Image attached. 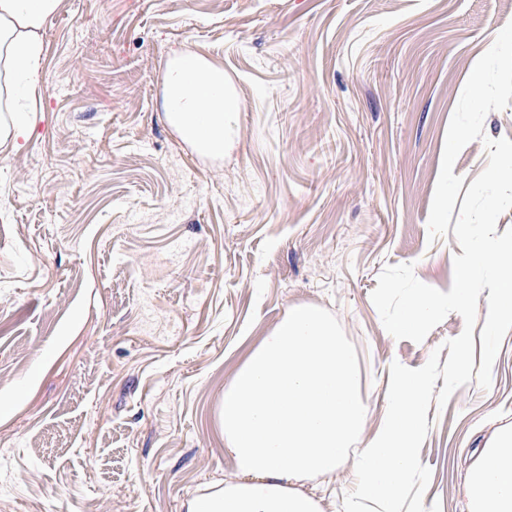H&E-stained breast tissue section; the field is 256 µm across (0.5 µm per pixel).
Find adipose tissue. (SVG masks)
I'll return each instance as SVG.
<instances>
[{
	"label": "adipose tissue",
	"instance_id": "obj_1",
	"mask_svg": "<svg viewBox=\"0 0 512 512\" xmlns=\"http://www.w3.org/2000/svg\"><path fill=\"white\" fill-rule=\"evenodd\" d=\"M62 0H0V150L28 137L22 96L44 81L41 30ZM168 124L186 142L220 157L231 148L241 102L223 69L177 52L163 76ZM353 353L335 323L314 306L287 317L252 352L224 390V452L241 482L193 499L188 512H317L300 481L333 473L360 444L364 497L394 512L418 467L427 372L394 366L382 426L364 437ZM468 512H512V429L490 437L467 474Z\"/></svg>",
	"mask_w": 512,
	"mask_h": 512
}]
</instances>
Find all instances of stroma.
<instances>
[{
    "label": "stroma",
    "instance_id": "35a3bbf8",
    "mask_svg": "<svg viewBox=\"0 0 512 512\" xmlns=\"http://www.w3.org/2000/svg\"><path fill=\"white\" fill-rule=\"evenodd\" d=\"M512 0H63L42 29L34 132L0 153V512H187L238 482L224 388L296 305L356 359L372 436L390 365L458 336L393 338L371 293L410 263L449 291L454 235L427 220L446 131ZM191 50L242 102L231 151L168 125L163 74ZM423 505L467 512V467L512 427V331L492 385L429 406ZM355 457L299 488L384 512Z\"/></svg>",
    "mask_w": 512,
    "mask_h": 512
}]
</instances>
